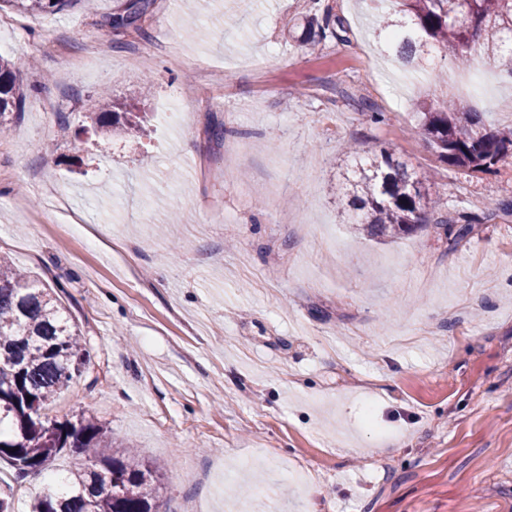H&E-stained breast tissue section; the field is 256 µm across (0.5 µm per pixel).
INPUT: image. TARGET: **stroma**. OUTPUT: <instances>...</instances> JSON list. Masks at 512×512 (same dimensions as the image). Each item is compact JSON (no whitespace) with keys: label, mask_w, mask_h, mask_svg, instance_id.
<instances>
[{"label":"stroma","mask_w":512,"mask_h":512,"mask_svg":"<svg viewBox=\"0 0 512 512\" xmlns=\"http://www.w3.org/2000/svg\"><path fill=\"white\" fill-rule=\"evenodd\" d=\"M119 3L0 26L26 93L0 124V255L64 286L92 356L49 417L91 409L167 512H512V159L439 162L415 107L510 129L512 70L435 49L394 70L360 0H154L128 34ZM316 9L343 28L312 50ZM104 86L144 135L95 134ZM387 147L436 170L429 216H481L455 250L354 233L336 188Z\"/></svg>","instance_id":"stroma-1"}]
</instances>
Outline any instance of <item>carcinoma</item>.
<instances>
[{"mask_svg": "<svg viewBox=\"0 0 512 512\" xmlns=\"http://www.w3.org/2000/svg\"><path fill=\"white\" fill-rule=\"evenodd\" d=\"M75 0H0V11L21 15L57 13ZM411 27L396 44L400 60L410 64L435 46L464 69L481 56L495 58L512 43V0H393ZM153 0H125L108 17L112 27L141 30ZM340 20L313 17L301 42L336 36ZM22 95L13 64L0 56V120L19 110ZM420 130L440 162L471 171H486L512 157V130L501 132L483 115L454 100L421 102ZM96 130H141V120L112 98L93 100ZM433 183L396 157L355 162L347 183L339 186L359 217L355 231L380 241L410 236L427 226L424 200ZM436 233L455 248L473 231L472 222L435 221ZM90 350L70 323L55 290L32 273L0 256V461L11 479L40 474L65 451L81 463L67 470L60 485L43 486L29 512H163L158 473L141 454L112 449L104 426L91 414L72 421L45 414L53 399L82 376ZM32 400H27V397Z\"/></svg>", "mask_w": 512, "mask_h": 512, "instance_id": "cac0c4a2", "label": "carcinoma"}]
</instances>
